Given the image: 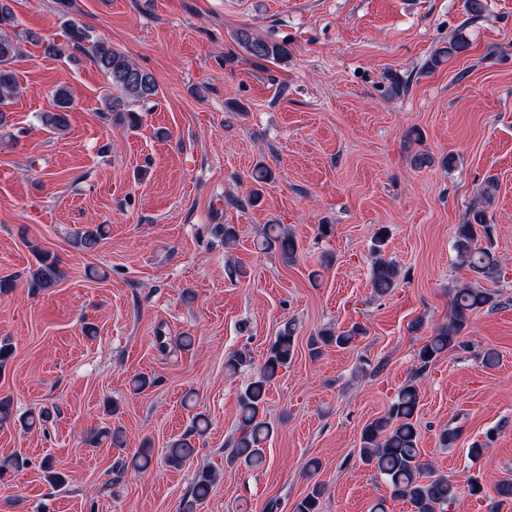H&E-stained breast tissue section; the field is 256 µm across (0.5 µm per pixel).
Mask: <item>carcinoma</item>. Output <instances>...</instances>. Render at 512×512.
Segmentation results:
<instances>
[{"label": "carcinoma", "instance_id": "carcinoma-1", "mask_svg": "<svg viewBox=\"0 0 512 512\" xmlns=\"http://www.w3.org/2000/svg\"><path fill=\"white\" fill-rule=\"evenodd\" d=\"M33 38L17 28L12 0H0V126L8 123L7 108L20 94L19 81L12 64L20 53L21 38ZM234 40L250 57L262 61H279L288 54L282 43L267 40L247 28L236 31ZM468 41L457 34L448 43L434 50L427 61L430 69H436L464 52ZM49 54L60 56L68 50L91 55L94 64L110 79L114 94L105 98V110L122 114L129 126L138 124V117L128 110L132 103H147L158 95V85L153 75L140 68L131 56L112 44L92 35L86 27L75 22L69 24L66 43H50ZM72 97L69 90L59 88L54 94L53 110L39 115L41 124L56 132L69 127ZM494 186L483 190L481 199L470 209L471 218L458 225L454 249L459 265L468 268L476 280L495 281L505 271L492 250L491 225L486 219L484 202L492 195ZM106 233L105 225L91 224L73 231L71 246L91 251ZM262 246L276 250L282 260L293 264L297 259V245L293 237L280 224L266 225ZM35 266L30 268V287L38 291L56 285L62 278L57 258L49 252L34 248ZM376 257L371 269L373 291L378 296L392 292L399 278L396 264L379 256L381 248L374 249ZM448 322L427 338L418 350V371H424L441 353L464 335L470 319L486 306L495 305V294L471 282H462L450 290ZM364 329L354 325L339 334L325 332L311 340L313 351L319 346L336 345L349 347ZM295 331L287 326L276 337L259 366L257 378L249 383L239 396L238 437L232 442L229 460L246 467H257L264 462L263 445L273 434V427L264 418L269 386L278 377L279 370L288 367L295 355ZM420 403L418 382L411 380L396 393L386 415L366 424L361 432L359 453L361 460L373 466L391 487L390 500L406 502L415 512H455L463 488L454 480L435 471L430 460L422 459L418 448V431L413 422ZM208 429L207 420L196 417L191 430L173 440L166 451L164 462L171 468H179L195 453L194 437H202ZM220 481V472L204 469L198 473L192 491L183 497L178 512H200V506ZM322 486L315 484L310 492L295 504L294 512H318Z\"/></svg>", "mask_w": 512, "mask_h": 512}]
</instances>
